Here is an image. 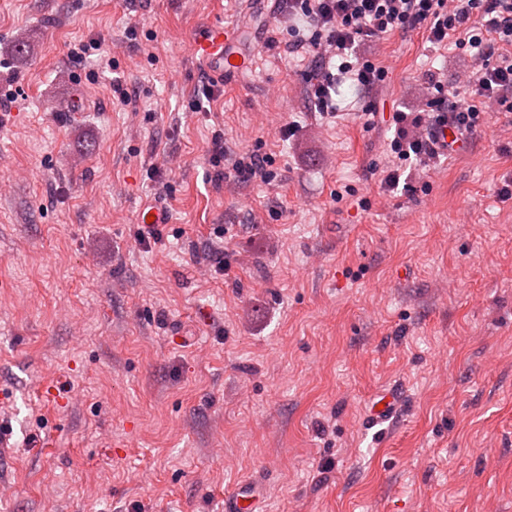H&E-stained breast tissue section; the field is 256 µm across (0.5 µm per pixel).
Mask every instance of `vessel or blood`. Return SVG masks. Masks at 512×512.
<instances>
[{
  "mask_svg": "<svg viewBox=\"0 0 512 512\" xmlns=\"http://www.w3.org/2000/svg\"><path fill=\"white\" fill-rule=\"evenodd\" d=\"M241 32L238 27L215 25L207 34L194 40L190 55L212 73L220 77L242 74L250 66V59L240 50Z\"/></svg>",
  "mask_w": 512,
  "mask_h": 512,
  "instance_id": "b4317fda",
  "label": "vessel or blood"
}]
</instances>
